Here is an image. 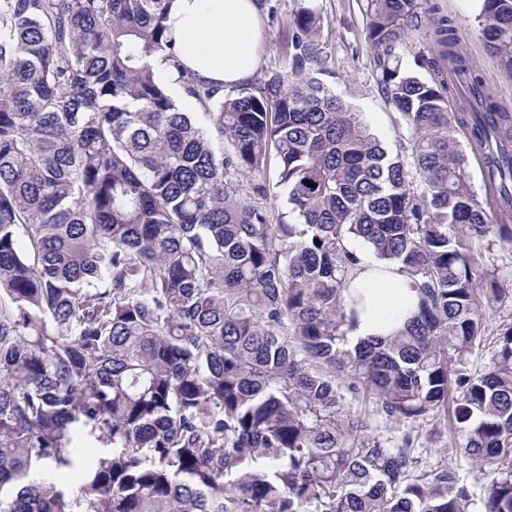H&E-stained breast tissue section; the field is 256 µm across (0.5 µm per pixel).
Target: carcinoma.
Here are the masks:
<instances>
[{"instance_id": "cac0c4a2", "label": "carcinoma", "mask_w": 512, "mask_h": 512, "mask_svg": "<svg viewBox=\"0 0 512 512\" xmlns=\"http://www.w3.org/2000/svg\"><path fill=\"white\" fill-rule=\"evenodd\" d=\"M423 5L364 3L407 163L313 75L259 70L222 93L184 75L169 0H0V512H473L452 467L418 469L411 435H364L345 390L412 425L453 401L481 512H512V322L469 369L512 282L468 241L512 245V110L447 18L427 23L430 78L402 66ZM477 21L512 70V0H481ZM289 29L295 68L315 69L320 18ZM159 54L209 111L179 109ZM271 166L292 222L261 205ZM351 239L419 294L406 330L353 347ZM82 433L111 451L77 486L34 477L76 468ZM486 337L482 350L477 351L470 359V368L472 371L483 372L488 366L491 351L495 341V330L503 323L512 321V303L494 309H487L484 312Z\"/></svg>"}]
</instances>
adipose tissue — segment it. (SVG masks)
<instances>
[{"label": "adipose tissue", "mask_w": 512, "mask_h": 512, "mask_svg": "<svg viewBox=\"0 0 512 512\" xmlns=\"http://www.w3.org/2000/svg\"><path fill=\"white\" fill-rule=\"evenodd\" d=\"M257 0H171L168 26L176 42L182 71L156 58L153 71L174 101L190 104L182 75L218 89L240 84L256 67L261 41ZM345 299L356 300L357 317L349 325V343L387 336L402 329L416 312L419 295L397 265L355 249Z\"/></svg>", "instance_id": "1"}]
</instances>
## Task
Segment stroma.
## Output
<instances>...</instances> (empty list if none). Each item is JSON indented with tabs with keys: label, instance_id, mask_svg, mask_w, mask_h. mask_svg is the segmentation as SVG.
<instances>
[{
	"label": "stroma",
	"instance_id": "obj_1",
	"mask_svg": "<svg viewBox=\"0 0 512 512\" xmlns=\"http://www.w3.org/2000/svg\"><path fill=\"white\" fill-rule=\"evenodd\" d=\"M440 14L457 26L460 46L484 77L495 97L512 108V71L492 55L479 27L480 0H431ZM311 8L321 19L319 44L322 48L323 81L355 111L360 112L370 131L395 155L409 157L411 133L399 111L388 101L378 84L372 51L366 37L367 19L362 0H266L263 11V39L258 54L260 68L281 74L294 71L283 52L288 38V19L301 8ZM345 409L364 420L368 435L395 443L404 434L412 436V451L423 470L448 463L467 481L474 499H481L483 483L471 461L459 450L448 417L438 415L426 423L409 426L387 420L373 401L347 395Z\"/></svg>",
	"mask_w": 512,
	"mask_h": 512
}]
</instances>
